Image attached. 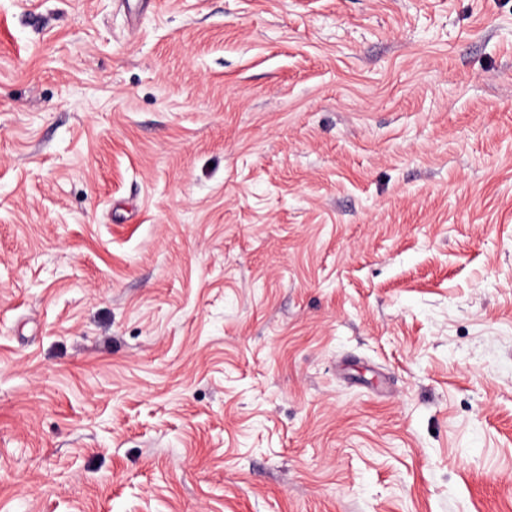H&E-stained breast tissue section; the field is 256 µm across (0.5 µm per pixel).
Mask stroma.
Segmentation results:
<instances>
[{
	"label": "stroma",
	"mask_w": 512,
	"mask_h": 512,
	"mask_svg": "<svg viewBox=\"0 0 512 512\" xmlns=\"http://www.w3.org/2000/svg\"><path fill=\"white\" fill-rule=\"evenodd\" d=\"M0 512H512V0H0Z\"/></svg>",
	"instance_id": "1"
}]
</instances>
